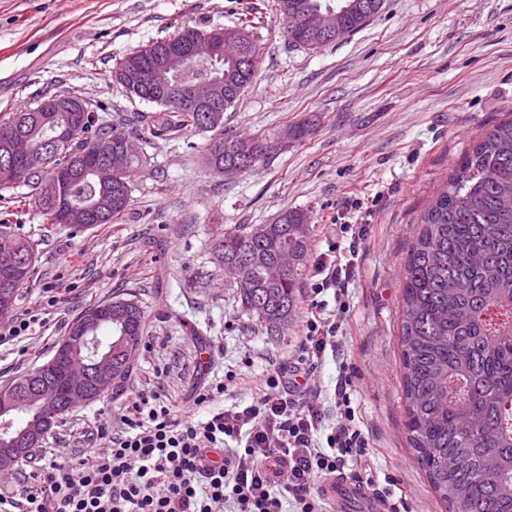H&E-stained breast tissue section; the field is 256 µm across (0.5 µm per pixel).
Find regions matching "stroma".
Listing matches in <instances>:
<instances>
[{
    "label": "stroma",
    "instance_id": "obj_1",
    "mask_svg": "<svg viewBox=\"0 0 512 512\" xmlns=\"http://www.w3.org/2000/svg\"><path fill=\"white\" fill-rule=\"evenodd\" d=\"M269 0H0V116L67 91L100 107L101 119L137 116L152 104L129 98L114 76L118 58L181 25L234 26L257 10L255 76L224 114L232 131L282 139L317 116L301 142L284 141L252 169L222 177L205 162L206 135L181 133L152 146L149 171L134 174L121 223L46 229L36 211L12 213L8 233L39 239L38 275L17 293L11 317L38 316L29 335L0 346V386L46 363L90 304L136 298L143 339L121 389L74 409L31 460L0 476L11 493L41 459L77 461L90 433L137 393L174 404L228 369L266 373L298 343L300 327L268 334L244 312L213 262L211 247L239 225L269 224L284 210L308 212L309 256L347 252L343 226L368 229L347 285L349 312L333 291L326 312L345 341L315 373L334 394L340 361L352 368L361 427L377 448L372 475L391 477L410 512H447L417 463L407 431L397 344L403 259L414 228L462 156L512 117V0H385L365 27L318 52L289 46ZM63 291L48 305L46 289Z\"/></svg>",
    "mask_w": 512,
    "mask_h": 512
}]
</instances>
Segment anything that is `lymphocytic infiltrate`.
<instances>
[{"label":"lymphocytic infiltrate","mask_w":512,"mask_h":512,"mask_svg":"<svg viewBox=\"0 0 512 512\" xmlns=\"http://www.w3.org/2000/svg\"><path fill=\"white\" fill-rule=\"evenodd\" d=\"M314 270L292 369L249 378L250 404L218 408L238 383L232 371L198 389L190 410L136 394L121 410V429H97L100 451L73 466L40 465L31 485L0 493V512H224L228 504L233 512H283L287 498L294 512H325L319 481H363L374 451L355 421L348 365L336 382L335 423L314 381L339 345V326L320 296L343 292L353 267L322 253ZM211 452L222 461L209 462Z\"/></svg>","instance_id":"f902f5d3"}]
</instances>
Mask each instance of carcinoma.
Masks as SVG:
<instances>
[{
    "instance_id": "obj_1",
    "label": "carcinoma",
    "mask_w": 512,
    "mask_h": 512,
    "mask_svg": "<svg viewBox=\"0 0 512 512\" xmlns=\"http://www.w3.org/2000/svg\"><path fill=\"white\" fill-rule=\"evenodd\" d=\"M343 7L336 41L340 42L377 16L385 0H277L288 43L318 52L330 41L299 25V14L331 2ZM257 16L247 13L235 27L184 26L172 37L128 54L115 64L125 91L160 107L137 116H117L96 125L92 110L79 98H51L74 108L41 112L38 108L0 118V190L25 187L18 206L36 204L42 223H60L59 207L70 211L66 225L77 229L118 224L130 207L129 178L151 166L147 148L185 130L207 133L210 166L240 162V150L257 149L261 162L271 141L241 137L224 127V113L203 126L197 113L183 107L175 89L205 79L221 78L224 109L233 107L252 82L260 54L250 28ZM227 35L244 37L245 61L217 58L208 43ZM191 57L185 72L168 68L169 57ZM313 115L290 128L301 141L317 126ZM69 137L57 140L66 126ZM25 140L42 150V163L27 169L10 159V147ZM132 150L99 180L87 170L67 182L56 177L89 147L112 154L116 143ZM309 216L285 210L274 223L241 225L214 244L215 260L227 284L236 289L240 307L272 332L288 327L298 307L307 266ZM296 267L284 277L273 275L283 256ZM26 262L25 277L9 289L11 299L36 276L35 242L0 230V261ZM403 313L398 344L405 399L406 428L415 456L448 512H512V119L491 128L463 156L417 224L403 268ZM112 308V320L96 330L103 343L129 336L139 346L145 314L134 299L97 303L83 315ZM118 374L112 387H122L131 369L125 353L113 355ZM37 371L52 378L60 391L69 385L65 363L55 357ZM27 382L8 387L14 393V420L41 424L40 439L63 425L68 407L61 401L36 411L24 405Z\"/></svg>"
}]
</instances>
